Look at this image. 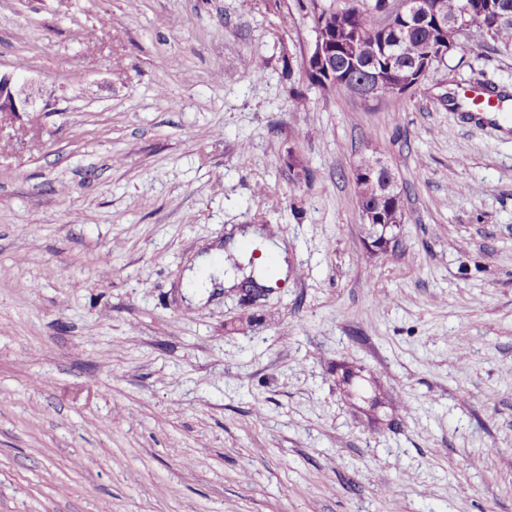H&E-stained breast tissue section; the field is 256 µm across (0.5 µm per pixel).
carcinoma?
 Listing matches in <instances>:
<instances>
[{
	"label": "carcinoma",
	"mask_w": 512,
	"mask_h": 512,
	"mask_svg": "<svg viewBox=\"0 0 512 512\" xmlns=\"http://www.w3.org/2000/svg\"><path fill=\"white\" fill-rule=\"evenodd\" d=\"M370 5L360 6L356 0H346L342 7H322L315 23L321 20L334 23L330 37L346 47L338 56L336 70L341 72V80L308 69L312 82L331 92H344L363 95L360 76L365 71L375 72L384 68V58L368 50L373 40L379 39L378 28L383 24L381 12L390 5L388 0H369ZM444 13L454 18L463 5H468L470 16L477 26L500 40L504 49L512 47V0H442ZM402 63L411 68L422 59L438 56L440 46L435 31L434 18L412 20L406 34L402 36Z\"/></svg>",
	"instance_id": "cac0c4a2"
}]
</instances>
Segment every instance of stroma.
Listing matches in <instances>:
<instances>
[{
	"mask_svg": "<svg viewBox=\"0 0 512 512\" xmlns=\"http://www.w3.org/2000/svg\"><path fill=\"white\" fill-rule=\"evenodd\" d=\"M331 2L0 0L44 103L0 117V512H512V125L470 111L512 51L331 94ZM373 151L404 222L370 258ZM237 232L284 277L188 304Z\"/></svg>",
	"mask_w": 512,
	"mask_h": 512,
	"instance_id": "stroma-1",
	"label": "stroma"
}]
</instances>
